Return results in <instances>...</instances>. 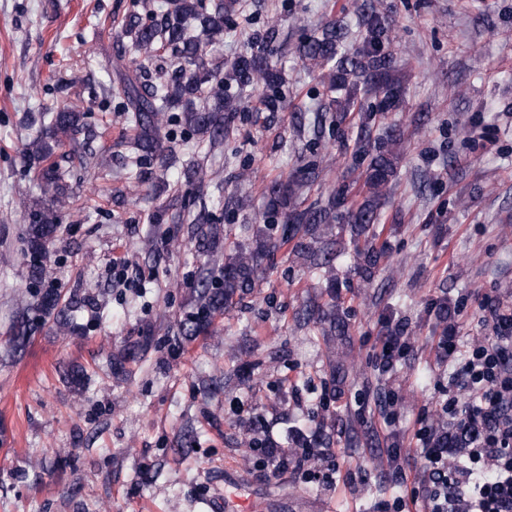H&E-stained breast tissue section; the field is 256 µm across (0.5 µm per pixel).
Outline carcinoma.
Instances as JSON below:
<instances>
[{"mask_svg": "<svg viewBox=\"0 0 512 512\" xmlns=\"http://www.w3.org/2000/svg\"><path fill=\"white\" fill-rule=\"evenodd\" d=\"M236 0H164L156 12L149 0H142L141 10L131 12L121 21V33L128 39V60L116 69V80L109 87L111 95L125 102L127 120L135 130L134 150L150 155L166 166L162 128L168 113H181V120L191 130L208 135L212 143L224 140L230 116L240 111L242 101L260 90L269 111L283 104L279 88L287 82L283 71L276 68L264 44L270 35L254 34L247 47L224 69L210 62L204 46L224 41L229 17L236 12ZM367 37L353 51L342 50L348 29L340 22L329 21L297 46L301 60L321 71L329 102L316 110L308 122L296 116L298 131L318 133L329 120L339 124L350 122L358 128L356 155L366 162L359 179L342 175L327 199L317 197L307 202L299 191L313 189L319 172L312 164H298L286 177L271 182L265 193V214L281 219L288 235L276 236V224H254L249 227L253 246L229 248L224 266L208 268L200 277L192 311L180 322L182 338L191 340L206 334L213 316L232 307L255 287L264 271V262L281 246L293 243L295 256L310 261L315 269L333 271L338 241L330 238L333 225H350V244L356 258V269L365 282L371 281L384 259L377 246L382 220L381 201L392 190L402 155L399 147L402 132L394 123L383 124L378 137L371 136L370 125L376 115L395 112L403 102L404 87L395 76L390 27L386 18L370 7L364 14ZM173 59V64L154 83L142 81L146 68L159 50ZM377 99L376 111H364L358 94ZM90 131L86 112L74 102H67L51 113L48 125L23 145L22 154L38 163L37 179L46 203H35L29 213L25 242L33 260L29 273L35 280L42 277V267L35 263L45 254L62 224L61 210L70 207L65 177L78 166L88 168L86 157L71 151L57 154L65 143L76 142L78 135ZM200 225L199 246L207 252L218 245V229L208 224L206 213L193 218ZM85 299L73 296L62 302L61 291L49 288L36 304L37 315L18 316L11 343L19 348L29 336L48 320L65 333L78 328L74 312ZM304 323L313 325L322 336L345 334V324L336 317L331 301L315 302L305 309Z\"/></svg>", "mask_w": 512, "mask_h": 512, "instance_id": "cac0c4a2", "label": "carcinoma"}]
</instances>
